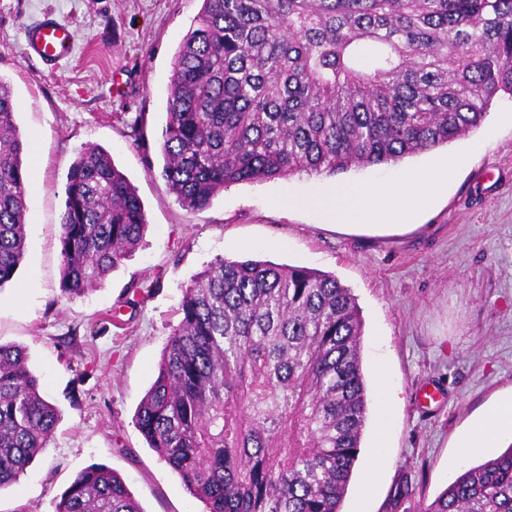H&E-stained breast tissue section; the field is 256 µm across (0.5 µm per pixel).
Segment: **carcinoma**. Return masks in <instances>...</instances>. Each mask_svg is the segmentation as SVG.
Here are the masks:
<instances>
[{
    "label": "carcinoma",
    "instance_id": "cac0c4a2",
    "mask_svg": "<svg viewBox=\"0 0 512 512\" xmlns=\"http://www.w3.org/2000/svg\"><path fill=\"white\" fill-rule=\"evenodd\" d=\"M512 96V0H203L174 56L162 177L187 210L224 187L395 164ZM0 76V287L26 251L28 178ZM61 291L102 284L142 245L135 187L98 145L69 167ZM133 424L204 512H342L367 421L362 320L333 275L220 258L179 303ZM58 410L25 349L0 344V489L49 447ZM55 512H143L93 464ZM424 512H512V445Z\"/></svg>",
    "mask_w": 512,
    "mask_h": 512
}]
</instances>
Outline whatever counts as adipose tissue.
Masks as SVG:
<instances>
[{
    "mask_svg": "<svg viewBox=\"0 0 512 512\" xmlns=\"http://www.w3.org/2000/svg\"><path fill=\"white\" fill-rule=\"evenodd\" d=\"M464 162L457 155L440 156L417 172H404L388 181L340 183L304 198V205L323 210L337 225L351 227L366 220L405 219L415 209L422 186L440 191L445 180ZM512 440V396L476 417L461 434L462 455L486 453Z\"/></svg>",
    "mask_w": 512,
    "mask_h": 512,
    "instance_id": "ef3b65f1",
    "label": "adipose tissue"
}]
</instances>
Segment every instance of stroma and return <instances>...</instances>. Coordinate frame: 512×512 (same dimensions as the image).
Wrapping results in <instances>:
<instances>
[{
    "instance_id": "obj_1",
    "label": "stroma",
    "mask_w": 512,
    "mask_h": 512,
    "mask_svg": "<svg viewBox=\"0 0 512 512\" xmlns=\"http://www.w3.org/2000/svg\"><path fill=\"white\" fill-rule=\"evenodd\" d=\"M201 8L202 0H0V76L16 101L30 186L26 254L0 289V343L25 347L60 412L49 448L0 489V512H54L93 463L119 472L144 512H201L132 417L179 321L183 289L219 257L317 269L351 289L364 374L382 363L400 401L368 491L367 421L343 512H423L454 476L448 460L460 431L512 393V96L495 98L478 129L400 164L233 184L189 211L161 176L160 143L171 64ZM47 12L76 32L74 54L53 69L31 60L24 42ZM88 144L109 151L136 187L149 228L101 285L70 299L59 221L68 169ZM458 152L465 164L414 210L409 230L340 229L320 211L278 203Z\"/></svg>"
}]
</instances>
